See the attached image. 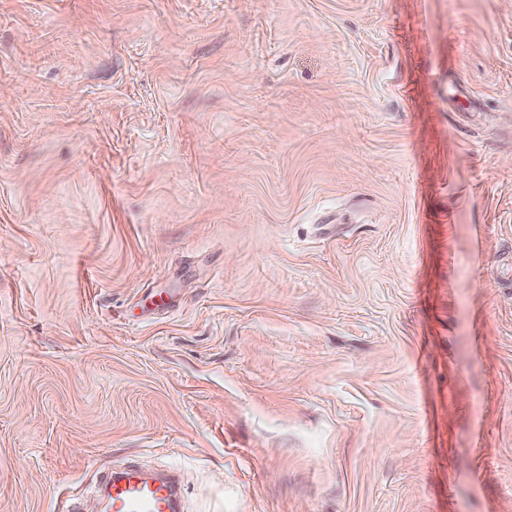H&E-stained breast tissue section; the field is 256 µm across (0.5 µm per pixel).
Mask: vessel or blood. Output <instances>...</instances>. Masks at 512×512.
<instances>
[{
	"mask_svg": "<svg viewBox=\"0 0 512 512\" xmlns=\"http://www.w3.org/2000/svg\"><path fill=\"white\" fill-rule=\"evenodd\" d=\"M101 484L110 512H180L179 487L164 478H149L136 465L105 472Z\"/></svg>",
	"mask_w": 512,
	"mask_h": 512,
	"instance_id": "1",
	"label": "vessel or blood"
}]
</instances>
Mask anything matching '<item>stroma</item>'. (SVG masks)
I'll list each match as a JSON object with an SVG mask.
<instances>
[{"instance_id":"35a3bbf8","label":"stroma","mask_w":512,"mask_h":512,"mask_svg":"<svg viewBox=\"0 0 512 512\" xmlns=\"http://www.w3.org/2000/svg\"><path fill=\"white\" fill-rule=\"evenodd\" d=\"M512 512V0H0V512ZM101 486L109 512H180L179 487L164 478H148L136 465L105 472Z\"/></svg>"}]
</instances>
